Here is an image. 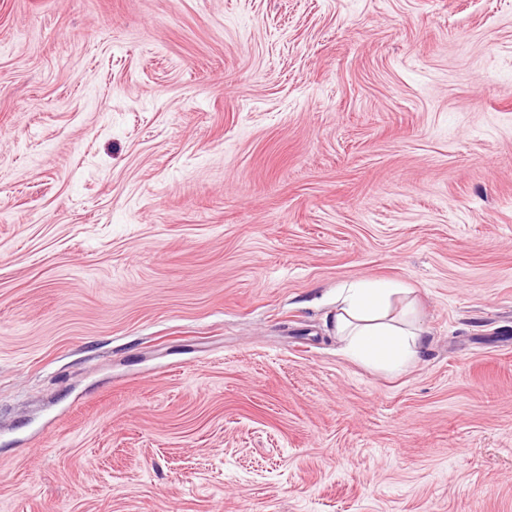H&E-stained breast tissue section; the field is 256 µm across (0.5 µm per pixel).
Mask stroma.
<instances>
[{
  "label": "stroma",
  "instance_id": "obj_1",
  "mask_svg": "<svg viewBox=\"0 0 512 512\" xmlns=\"http://www.w3.org/2000/svg\"><path fill=\"white\" fill-rule=\"evenodd\" d=\"M0 512H512V0H0ZM411 293L400 284L360 281L338 288L331 322L353 358L384 370L413 361L424 348L425 331L407 305L392 313V300Z\"/></svg>",
  "mask_w": 512,
  "mask_h": 512
}]
</instances>
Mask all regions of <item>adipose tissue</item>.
<instances>
[{"instance_id": "adipose-tissue-1", "label": "adipose tissue", "mask_w": 512, "mask_h": 512, "mask_svg": "<svg viewBox=\"0 0 512 512\" xmlns=\"http://www.w3.org/2000/svg\"><path fill=\"white\" fill-rule=\"evenodd\" d=\"M400 284L360 281L336 292L331 322L353 358L384 370L413 361L424 347V329L411 308L393 313Z\"/></svg>"}]
</instances>
